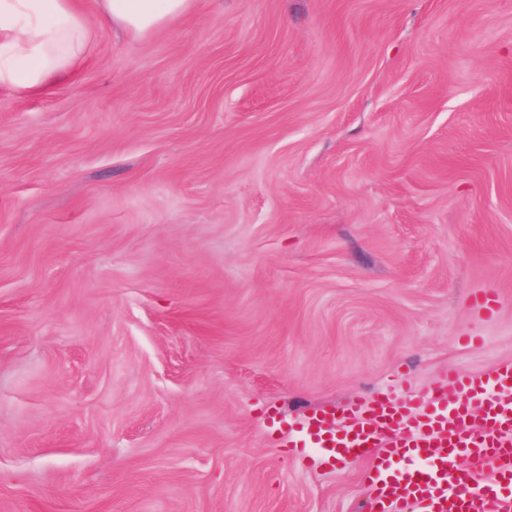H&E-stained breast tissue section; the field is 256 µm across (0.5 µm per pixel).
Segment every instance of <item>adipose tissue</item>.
<instances>
[{
	"mask_svg": "<svg viewBox=\"0 0 512 512\" xmlns=\"http://www.w3.org/2000/svg\"><path fill=\"white\" fill-rule=\"evenodd\" d=\"M194 0H101L104 19L144 35L193 7ZM89 25L76 0H0V87L41 92L84 61Z\"/></svg>",
	"mask_w": 512,
	"mask_h": 512,
	"instance_id": "obj_1",
	"label": "adipose tissue"
}]
</instances>
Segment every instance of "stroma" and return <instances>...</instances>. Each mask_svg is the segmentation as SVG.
<instances>
[{"label":"stroma","instance_id":"obj_1","mask_svg":"<svg viewBox=\"0 0 512 512\" xmlns=\"http://www.w3.org/2000/svg\"><path fill=\"white\" fill-rule=\"evenodd\" d=\"M98 3L0 88V512H367L272 432L512 362V0ZM195 0H101L103 18L144 35L188 13Z\"/></svg>","mask_w":512,"mask_h":512}]
</instances>
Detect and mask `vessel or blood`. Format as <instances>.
<instances>
[{"instance_id": "b4317fda", "label": "vessel or blood", "mask_w": 512, "mask_h": 512, "mask_svg": "<svg viewBox=\"0 0 512 512\" xmlns=\"http://www.w3.org/2000/svg\"><path fill=\"white\" fill-rule=\"evenodd\" d=\"M278 441L307 468L362 461L368 512H512V363L452 372L446 388L322 410L282 424Z\"/></svg>"}]
</instances>
